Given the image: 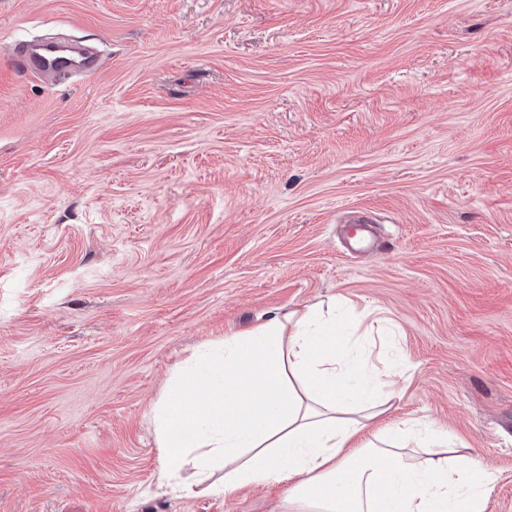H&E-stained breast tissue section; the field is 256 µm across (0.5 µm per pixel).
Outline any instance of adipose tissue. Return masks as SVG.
Instances as JSON below:
<instances>
[{"label": "adipose tissue", "instance_id": "obj_1", "mask_svg": "<svg viewBox=\"0 0 512 512\" xmlns=\"http://www.w3.org/2000/svg\"><path fill=\"white\" fill-rule=\"evenodd\" d=\"M357 323L308 304L196 349L151 407L159 480L181 495L284 486L278 512H486L492 473L425 419L371 431L384 374Z\"/></svg>", "mask_w": 512, "mask_h": 512}]
</instances>
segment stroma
Returning a JSON list of instances; mask_svg holds the SVG:
<instances>
[{
  "instance_id": "35a3bbf8",
  "label": "stroma",
  "mask_w": 512,
  "mask_h": 512,
  "mask_svg": "<svg viewBox=\"0 0 512 512\" xmlns=\"http://www.w3.org/2000/svg\"><path fill=\"white\" fill-rule=\"evenodd\" d=\"M49 38L102 67L17 66ZM334 300L392 330L384 423L448 430L512 512V0H0V512H270L161 487L150 408Z\"/></svg>"
}]
</instances>
